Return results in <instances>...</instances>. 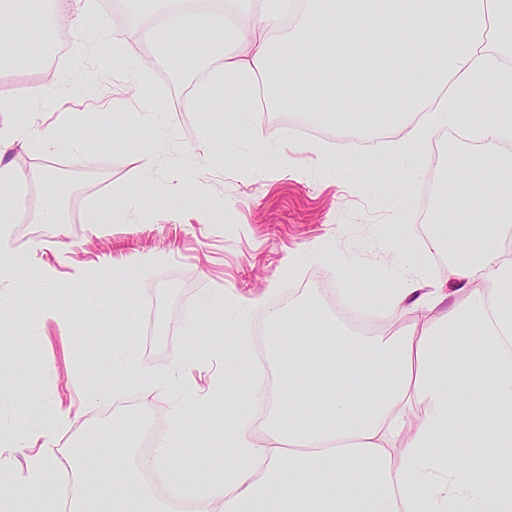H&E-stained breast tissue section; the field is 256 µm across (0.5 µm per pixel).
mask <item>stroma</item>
<instances>
[{
	"mask_svg": "<svg viewBox=\"0 0 512 512\" xmlns=\"http://www.w3.org/2000/svg\"><path fill=\"white\" fill-rule=\"evenodd\" d=\"M113 13L122 16V31H110L108 45L89 55L90 28L108 23ZM144 21L127 0H96L85 27L68 29V52L52 73L40 66L0 72V97L19 101L29 85L51 87L34 120L57 123L64 142L52 153L27 144L12 154L15 167L42 170L50 161L72 167L69 145L86 148L71 181L25 182L28 196L64 204L68 218L44 226L19 215L11 245L24 254L25 268L0 277V292L11 298L0 312V365L12 370L11 390L0 393V426H33L44 410L66 415L56 439L61 462L90 434L112 436L113 448L125 444L111 420L99 417L108 408L124 415L104 394L114 384L104 361L114 337L138 347L160 374L180 353L202 352L187 371L205 388L233 343L224 311L199 307L209 294L247 296L273 286L290 298L297 283L319 275L334 293L359 302L366 289L398 287L405 269L428 286L448 280L445 264L418 250L415 217L426 181L412 166L396 163L388 141L358 149L312 120L308 132L282 127L277 140L256 148L248 133L228 131L193 106L212 58L206 41L177 44L165 73L146 71L162 110L155 122H141L138 105L126 99L124 77L112 68L111 45L125 43L137 59L151 54V47L127 37ZM309 143L319 144L321 154L305 152ZM146 150L159 156L149 174L140 169ZM97 199L112 200L115 208L111 223L94 232L88 219ZM59 241L64 249H56ZM137 253L161 260L142 271L126 263ZM345 256L357 270L349 278L337 271ZM103 263L118 266L137 288L123 311L112 307L109 278L84 283L101 307H83L66 293L78 272ZM61 302L71 326L42 314ZM190 317L200 327L191 338L183 333ZM236 408L234 398L216 399L202 433L195 414L183 417L187 446L176 463L183 479L196 478L200 455L223 462V419ZM113 448L95 449L96 471L112 466Z\"/></svg>",
	"mask_w": 512,
	"mask_h": 512,
	"instance_id": "35a3bbf8",
	"label": "stroma"
}]
</instances>
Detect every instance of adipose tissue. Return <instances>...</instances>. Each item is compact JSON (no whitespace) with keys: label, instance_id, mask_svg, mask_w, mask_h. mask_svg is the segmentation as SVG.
<instances>
[{"label":"adipose tissue","instance_id":"obj_1","mask_svg":"<svg viewBox=\"0 0 512 512\" xmlns=\"http://www.w3.org/2000/svg\"><path fill=\"white\" fill-rule=\"evenodd\" d=\"M153 12L169 16L170 0H151ZM53 16L31 0H0V67L35 62L18 47L13 22L24 16L51 46L60 26H79L91 0H51ZM183 39L204 38L216 48V66L199 93L203 109L227 101L258 144L273 139L267 125L270 78L284 69L301 77L289 95L307 104L309 115L329 116L340 135L365 125L367 92L349 82L336 64L344 36L357 53L373 57L367 77L398 85L387 102L394 127L403 129L396 158L420 150L435 129L456 125L463 110L482 113L477 134L496 142L512 136V0H224L223 10L186 0L176 10ZM232 49H225V39ZM49 150L62 137L51 124L0 128V224L32 213L37 223L61 224L62 207L49 208L21 192L23 170L5 155L27 139ZM465 170L478 191L486 218L454 224L441 213L425 250L448 255L454 290L421 288L406 278L379 302L390 312L414 310L401 329L361 333L337 327L329 339L301 332L303 320L327 319L322 299L303 293L296 307L267 312L268 357L275 387L257 381L249 366L225 369V395L236 412L224 422L223 464L200 456L205 478L189 485L177 479L175 461L186 445V409L209 416L208 396L184 379L196 354L186 353L160 375L145 368L125 339L115 342V376L139 392L150 412L160 399L170 404L171 427L144 457L127 449L96 481L86 477L84 448L105 443L88 437L74 449L77 485L61 508L50 473L57 461L56 433L62 417L44 414L37 428L19 436L36 452L25 467L0 464V512H171L152 480L196 498L195 512H512V262L504 261L501 237L512 223V163L476 151L448 152L419 164ZM292 350L282 354V340ZM354 366V379L337 383V359ZM473 373L461 371L464 359ZM479 448L472 459L466 449Z\"/></svg>","mask_w":512,"mask_h":512}]
</instances>
